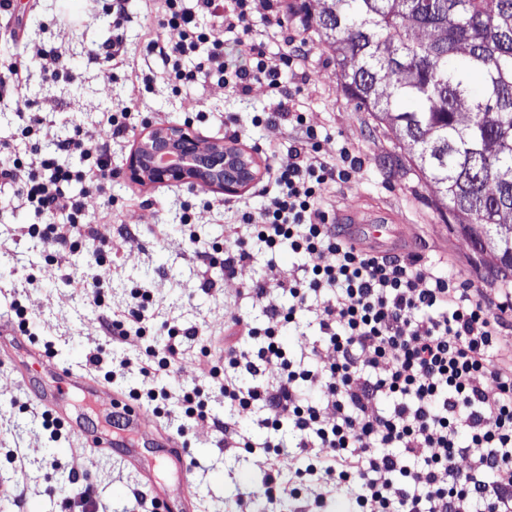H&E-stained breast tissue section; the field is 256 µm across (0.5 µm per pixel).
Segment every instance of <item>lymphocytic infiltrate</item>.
I'll return each instance as SVG.
<instances>
[{"mask_svg":"<svg viewBox=\"0 0 512 512\" xmlns=\"http://www.w3.org/2000/svg\"><path fill=\"white\" fill-rule=\"evenodd\" d=\"M251 0H160L159 27L177 30L179 39H150L148 47L164 64L171 84L181 87L216 80L239 95L266 85L277 97L268 121L283 120L299 130L287 165L273 169L277 190L259 211L239 210L250 225L251 240L272 253L289 248L309 257L325 253L333 260L309 266L302 278L288 281V306H269L263 325L244 324L240 335L224 339V367L214 370L209 388L183 392L179 400L188 420L209 418L208 396H220L228 409L218 427L224 450L255 455L264 472L262 491L269 500L285 495L301 499L299 479L317 481L325 491L359 484L357 512H512V345L503 329L512 321V296L489 306L485 295L464 281L396 256H377L348 241L321 207L323 185L348 179L363 165L342 150V167L316 156L318 134L302 113L290 111V89L283 68L301 66L307 43L288 34L276 0L266 22L283 31L288 48L280 62L268 58L264 43L254 41ZM223 13V30L237 34L239 59L224 53L221 30L204 26V15ZM25 62L11 64L0 77V96L26 85L29 62L49 78L59 75L60 54L33 39L23 42ZM133 102L118 104L108 124L56 141L34 161L0 166V180L13 185L22 205L38 215H62L60 224H32L30 237L62 249L78 245L86 200L102 195L112 180L108 146L133 125ZM78 153L83 164L67 157ZM83 186L82 197L66 195L63 184ZM329 291L333 301L321 312L319 328L332 349L330 361L306 369L282 343L284 325L295 322L312 295ZM154 291L133 289L108 333L143 346L141 382L133 399L161 405L169 392L157 384L180 353L193 328L169 326L168 344L156 351L146 343L145 323ZM277 371L274 383L260 381L264 368ZM253 376L250 385L241 374ZM319 389L314 400L308 389ZM262 406L272 437L255 443L239 432L234 413ZM332 416H325V409ZM291 427L305 468L286 477L279 465L282 441L277 431ZM466 468H459V461Z\"/></svg>","mask_w":512,"mask_h":512,"instance_id":"lymphocytic-infiltrate-1","label":"lymphocytic infiltrate"}]
</instances>
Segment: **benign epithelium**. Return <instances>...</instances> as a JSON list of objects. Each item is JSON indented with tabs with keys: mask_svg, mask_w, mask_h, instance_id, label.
Wrapping results in <instances>:
<instances>
[{
	"mask_svg": "<svg viewBox=\"0 0 512 512\" xmlns=\"http://www.w3.org/2000/svg\"><path fill=\"white\" fill-rule=\"evenodd\" d=\"M126 172L142 184L191 187L202 175L211 189L225 194L237 193L257 174L249 153L222 141L204 150L197 134L179 124L147 126L128 157Z\"/></svg>",
	"mask_w": 512,
	"mask_h": 512,
	"instance_id": "obj_1",
	"label": "benign epithelium"
}]
</instances>
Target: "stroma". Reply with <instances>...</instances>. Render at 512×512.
Returning a JSON list of instances; mask_svg holds the SVG:
<instances>
[{"label": "stroma", "mask_w": 512, "mask_h": 512, "mask_svg": "<svg viewBox=\"0 0 512 512\" xmlns=\"http://www.w3.org/2000/svg\"><path fill=\"white\" fill-rule=\"evenodd\" d=\"M123 4L128 17L123 67L96 53L112 38L111 18L100 0H13L12 11L0 12V65L18 59L22 45L13 31L20 27L61 54L59 79L44 80L38 68H31L26 86L0 99V164L15 157L30 159L32 147L19 136L24 117H42L56 139L64 127L93 130L128 99L134 100L138 112L135 130L109 145L112 218L90 221L75 250L59 251L33 241L26 227L35 223V215L20 205L12 189L0 192V312L9 311L16 302L25 305L33 350L47 352L56 363L91 377L95 370L87 356L93 350H101L106 370L135 356L134 347L104 334L102 322L125 305L132 289L152 283L155 306L147 327L155 349L164 350L170 322L198 330L196 338L183 341L170 373L158 378L159 385L175 395L208 385L218 360L217 352L209 348L213 336L238 320L263 323L266 303L288 302V292L279 288V281L302 277L311 260L287 249L270 254L257 245L252 259L230 277L221 266L200 260V252L222 246L230 237L249 236V226L239 223L224 206L237 202L256 210L263 205L271 187L261 168L265 150L277 146L280 162H287L294 133L279 121L253 125L254 116L275 108L266 87L254 86L246 97L214 81L172 89L160 59L147 52L143 37L144 28L155 24L153 0H123ZM288 26L306 34L310 43L302 67L284 73L294 91L291 110L304 113L317 129L320 159L340 164L346 147L364 161L351 180L323 186L324 208L332 213L387 212L394 219L387 227L392 241L389 255L435 264L497 299L501 284L485 276L493 253H477L472 241L448 224L437 207V187L403 165L404 152L394 133L371 113L355 110L339 83L336 60L318 36L305 33L297 16L289 18ZM133 63L153 70L152 89L134 91L129 69ZM185 122L204 140L236 141L259 163L255 179L227 196L212 190L204 194L185 185H142L127 178L126 159L147 124ZM186 204L192 207L188 227L180 222ZM192 234L197 237L193 243L188 240ZM52 256L61 271L57 278L46 280L40 270ZM259 280L269 285L263 302L247 291ZM99 284L105 289L100 306L92 298ZM329 298L326 292L314 296L298 322L283 328L285 346L292 349L307 342L318 345L322 358L330 357L319 330L320 310ZM31 352L0 346V512H156L152 494L111 450L87 447L66 428L57 437L44 430L45 407L18 371ZM209 407L211 419L185 430L173 417L156 418L162 436L179 439L187 450L186 488L194 495L198 512H237L238 497L247 493L253 496L250 512H300L299 501L284 497L271 504L260 495L262 471L251 455H225L224 436L216 426L224 417V402L214 396Z\"/></svg>", "instance_id": "stroma-1"}]
</instances>
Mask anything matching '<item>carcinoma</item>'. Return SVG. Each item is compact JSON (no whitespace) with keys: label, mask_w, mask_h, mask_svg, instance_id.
<instances>
[{"label":"carcinoma","mask_w":512,"mask_h":512,"mask_svg":"<svg viewBox=\"0 0 512 512\" xmlns=\"http://www.w3.org/2000/svg\"><path fill=\"white\" fill-rule=\"evenodd\" d=\"M310 25L358 109L395 132L488 274L512 281V0H320Z\"/></svg>","instance_id":"cac0c4a2"}]
</instances>
